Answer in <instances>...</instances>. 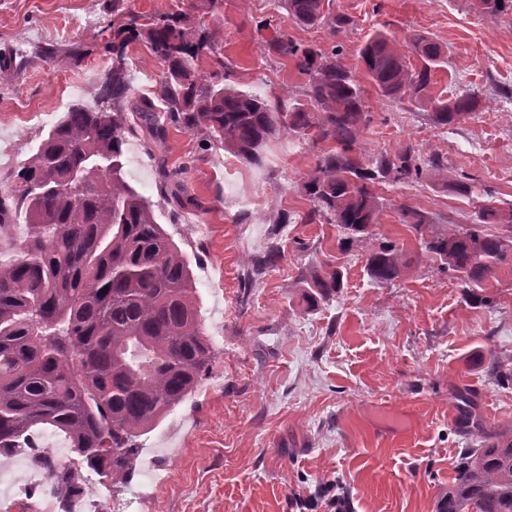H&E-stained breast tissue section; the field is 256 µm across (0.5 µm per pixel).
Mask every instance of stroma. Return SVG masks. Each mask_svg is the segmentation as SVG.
Returning a JSON list of instances; mask_svg holds the SVG:
<instances>
[{"instance_id":"35a3bbf8","label":"stroma","mask_w":512,"mask_h":512,"mask_svg":"<svg viewBox=\"0 0 512 512\" xmlns=\"http://www.w3.org/2000/svg\"><path fill=\"white\" fill-rule=\"evenodd\" d=\"M143 19L180 13L188 31H205L224 55L216 71L208 55L196 66L215 84L247 93L301 98L306 83L293 62L269 55L265 39L284 30L297 42L336 53L362 75L358 52L374 32L422 34L446 62L432 74L431 96L468 92L482 102L461 123L439 127L427 103L362 90L368 121L359 148L369 166L414 150L419 177L377 181L379 222L340 247L336 225L304 223L305 184L318 148L292 132L267 143L253 166L200 130L159 119L164 141L128 136L125 179L153 205L154 217L186 257L197 288L199 322L212 359L182 403L138 438L133 474L112 485L86 473L85 512L109 500L128 512H290L294 496L331 482L351 512H437L461 452L484 436L512 439V382L489 369L512 368V267L485 282L491 304L470 302L426 236L445 237L473 224L500 233L512 224V16L472 10L470 0H330L345 28L305 26L284 0H124ZM112 0H0V125L10 138L11 168L0 192L53 124L77 101L94 104L112 65ZM55 49L46 59L41 49ZM79 61L68 57L69 51ZM126 63L134 97L166 71L144 41ZM440 163L429 166V158ZM179 170L161 185L159 164ZM467 183L470 193L457 189ZM200 199L204 210L176 206L171 196ZM411 207L424 232L402 221ZM494 207L497 218L483 222ZM395 245L403 267L387 283L367 271L369 255ZM283 256L254 275L269 246ZM339 272L341 286L319 301L315 279ZM470 408L485 433L467 435L458 418ZM158 482L144 481L146 470Z\"/></svg>"}]
</instances>
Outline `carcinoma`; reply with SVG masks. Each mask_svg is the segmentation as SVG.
<instances>
[{
  "instance_id": "obj_1",
  "label": "carcinoma",
  "mask_w": 512,
  "mask_h": 512,
  "mask_svg": "<svg viewBox=\"0 0 512 512\" xmlns=\"http://www.w3.org/2000/svg\"><path fill=\"white\" fill-rule=\"evenodd\" d=\"M112 0V69L96 107L72 104L16 174L17 189L0 195V232L24 212L29 225L18 254L0 262V453L24 443L29 432L49 427L70 443L81 463L100 478L124 483L132 474L136 439L148 433L196 386L211 360L201 330L196 286L180 248L156 223L151 202L124 180L131 94L129 44L141 37L166 63L158 97L169 119L186 130H205L225 150L251 165L262 162L268 141L283 131L309 135L330 147L318 156L305 189L312 208L304 221L323 219L351 241L379 223L370 189L377 176L400 181L420 175L422 161L405 152L364 167L356 150L366 113L360 82L283 31L265 41L268 53L295 62L307 76L304 102L217 88L196 60L208 54L221 71L224 55L208 35L189 39L180 14L145 24ZM302 25L341 29L349 18L327 0H286ZM473 8L512 15V0H473ZM420 65L415 66L411 57ZM363 72L385 98L427 101L429 119L453 126L476 111L470 93L433 99L432 71L443 63L433 40L417 35L404 44L373 33L359 49ZM149 98L133 104L139 123L156 142L166 128ZM473 298L476 289L512 262V225L498 235L474 224L459 234L424 240ZM370 275L388 282L401 273L396 246L367 261ZM323 298L338 287L336 274L313 282ZM73 473L56 475L53 492L75 493ZM438 512H512V439L466 448Z\"/></svg>"
}]
</instances>
